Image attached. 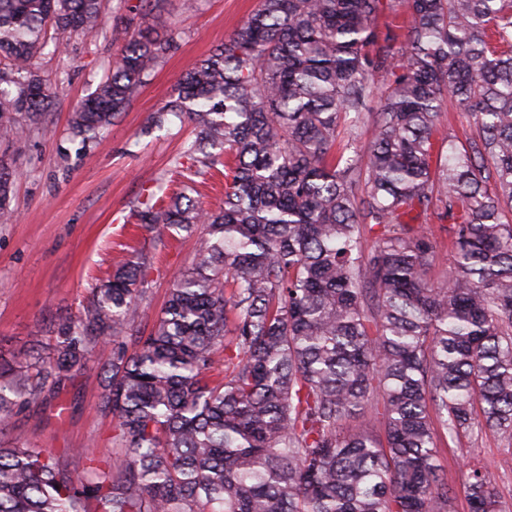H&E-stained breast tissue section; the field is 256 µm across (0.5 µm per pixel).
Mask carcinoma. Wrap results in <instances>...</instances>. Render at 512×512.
I'll return each mask as SVG.
<instances>
[{
	"instance_id": "carcinoma-1",
	"label": "carcinoma",
	"mask_w": 512,
	"mask_h": 512,
	"mask_svg": "<svg viewBox=\"0 0 512 512\" xmlns=\"http://www.w3.org/2000/svg\"><path fill=\"white\" fill-rule=\"evenodd\" d=\"M259 0L180 79L148 128L176 117L195 175L224 165V204L158 183L135 220L153 242L197 236L150 330L153 257H115L78 315L45 332L52 359L0 366V434L91 370L120 453L56 455L0 440V512H449L433 417L451 436L512 444V0ZM160 0L122 43L70 130L95 141L175 49ZM102 0H0V141L46 127L59 80L35 59L55 30L93 40ZM452 100L477 136L436 138ZM374 135L346 154L342 130ZM16 172L0 165V224ZM453 225L444 282L417 225ZM381 415L385 439L347 430ZM82 465L80 475L77 465ZM470 512H504L469 469Z\"/></svg>"
}]
</instances>
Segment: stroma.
Masks as SVG:
<instances>
[{"mask_svg":"<svg viewBox=\"0 0 512 512\" xmlns=\"http://www.w3.org/2000/svg\"><path fill=\"white\" fill-rule=\"evenodd\" d=\"M257 4L162 0L163 20L179 32L177 49L86 149L73 140L69 117L95 90L116 45L103 35L90 42L58 34L59 50L38 58L43 72L62 79L48 128L28 140L0 144V162L17 173L12 199L17 219L0 224V364L25 361L35 353L47 357L46 343L35 340L39 328L76 315L90 289L109 276L112 255L122 250H143L154 257L151 292L141 313L143 325H152L175 273L190 264L195 240L183 235L153 246L138 231L132 209L143 189L161 181L176 190L190 180L201 205L217 208L224 202V178H195L177 165L184 141L194 135L191 123L175 120L149 132L146 122L178 79L228 39ZM422 228L437 243L438 258L427 278L438 285L451 262V224L431 215ZM103 380L97 373L80 375L43 405L22 409L12 417L7 438L56 454L93 448L113 456L112 419L97 409ZM436 441L437 465L452 490L451 512H469L463 485L471 464L492 472L505 512H512L511 445L490 430L453 439L441 429Z\"/></svg>","mask_w":512,"mask_h":512,"instance_id":"1","label":"stroma"}]
</instances>
